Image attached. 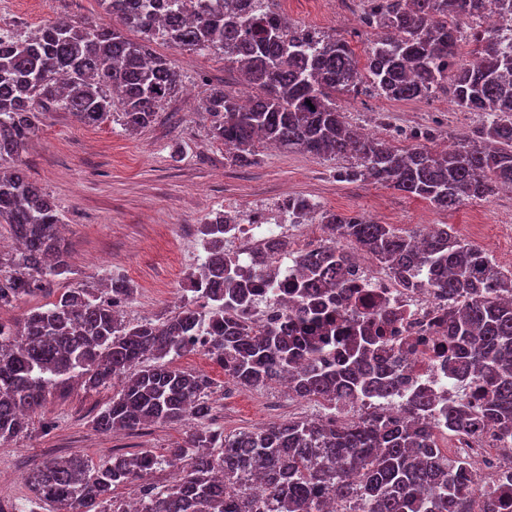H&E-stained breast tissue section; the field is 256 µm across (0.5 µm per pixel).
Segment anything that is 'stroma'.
<instances>
[{"mask_svg":"<svg viewBox=\"0 0 512 512\" xmlns=\"http://www.w3.org/2000/svg\"><path fill=\"white\" fill-rule=\"evenodd\" d=\"M281 8L294 24L340 34L361 58L378 37L343 24L345 0H282ZM56 17L108 25L131 40L141 38L106 14L99 0H0V28L19 34ZM152 48L172 60L182 75L180 92L162 105L155 124L131 133L113 116L84 126L49 105L19 158L63 214L73 269L66 287L97 288L110 275L123 276L133 290L125 307L127 322L165 318L191 299L188 277L203 253L199 228L215 212L241 216L287 193L307 197L330 212L373 217L403 231L429 221L446 224L466 241L470 224L479 222L498 241L497 251L490 254L493 261L512 249V241L499 237L497 229L512 212V195L504 191L440 211L388 186L340 181L336 161L300 151L260 143L253 162L230 164L223 144L210 135L212 118L203 102L210 86L239 88L236 68L220 55L186 51L161 40ZM337 103L350 123L376 127L385 138L399 125L438 124L459 134L476 120L474 113L451 106L443 90L404 103L374 94L343 95ZM175 364L210 378L211 421L225 434L322 413L320 406L288 393L237 384L205 357L188 353ZM111 398V389L89 390L73 382L49 396L44 413L32 415L26 436L0 444V469L12 475L0 482V512L31 497L26 477L44 461L82 457L97 464L115 453L146 449L160 456L183 443L184 428L164 423L133 431L95 430L92 420Z\"/></svg>","mask_w":512,"mask_h":512,"instance_id":"1","label":"stroma"}]
</instances>
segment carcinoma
<instances>
[{
	"mask_svg": "<svg viewBox=\"0 0 512 512\" xmlns=\"http://www.w3.org/2000/svg\"><path fill=\"white\" fill-rule=\"evenodd\" d=\"M105 13L144 34L131 41L106 25L86 27L50 20L35 33L0 31V160H13L38 131L37 108L54 104L85 126L114 113L131 131L150 126L179 90L174 63L152 51L153 33L188 51L214 52L238 67L244 93L216 86L205 100L212 138L238 164L263 139L288 150L338 160L347 182L373 181L427 201L439 210L512 187V45L502 43L496 17L512 14V0H368L365 25L381 32L360 63L350 43L330 32L296 26L282 11L254 15L246 0H171L158 14L156 0H100ZM484 20L470 40L473 61L459 62L457 21ZM448 90L459 109L481 117L454 149L433 150L421 132L398 147L365 138L346 121L336 95L372 92L394 100ZM305 218L308 198H288ZM332 237H349L398 272L420 265L448 293V339L460 366L482 383L480 410L448 405V425L489 426L512 438V272L464 242L450 227L433 234L400 232L391 224L324 212ZM0 224L17 244L0 253V309L35 297L71 274L54 199L18 164L0 167ZM205 258L191 274L193 299L163 321H120L113 307L131 298L120 278L103 291L67 288L14 323L0 320V442L19 437L27 417L79 377L98 389L123 377L120 391L94 417L100 432L134 430L146 423L197 425L184 443L158 457L150 451L114 455L94 465L83 458L49 461L28 482L34 496L14 512H125L113 492L134 486L139 512H266L247 492L248 476H263L278 512H471L467 461L437 448L427 418L433 399L408 404L405 419L381 413L356 423L323 418L289 420L224 435L205 424L212 406L210 379L169 359L193 353L188 337L207 326L213 342L200 351L236 383L262 388L285 379L294 397L336 404L375 394L393 395L399 374L382 358V330L350 339L334 363L327 336H294L275 325L249 324L253 272L224 253V214L201 225ZM304 279L295 307L311 325L336 315L335 292L349 288L350 259L332 247L296 259ZM162 463L179 470L173 484L151 476Z\"/></svg>",
	"mask_w": 512,
	"mask_h": 512,
	"instance_id": "cac0c4a2",
	"label": "carcinoma"
}]
</instances>
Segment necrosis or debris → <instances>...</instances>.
Here are the masks:
<instances>
[{
  "label": "necrosis or debris",
  "instance_id": "obj_1",
  "mask_svg": "<svg viewBox=\"0 0 512 512\" xmlns=\"http://www.w3.org/2000/svg\"><path fill=\"white\" fill-rule=\"evenodd\" d=\"M291 226L271 223L263 209L253 210L239 218L226 233L233 247V260L256 268L275 266L276 290L256 289L252 307V322L258 326L283 323L288 312L286 300L300 280L295 270V251L270 253L264 245L270 240H290ZM337 252L353 260L352 278L361 289L364 300L360 312L378 320H391L386 337V354L399 373V385L392 398H362L341 403L337 413L349 420L377 411L395 417L402 416L406 404L416 395L430 394L434 400L433 420H440L442 409L457 400L468 379L461 372L455 354L448 348V330L438 324L448 312V296L435 288L428 275L416 276L415 287L392 272L351 239L335 242ZM436 434L447 455L466 459L474 482L472 499H481L485 492L502 494L503 474L512 473V441L502 439L494 430L438 428Z\"/></svg>",
  "mask_w": 512,
  "mask_h": 512
}]
</instances>
